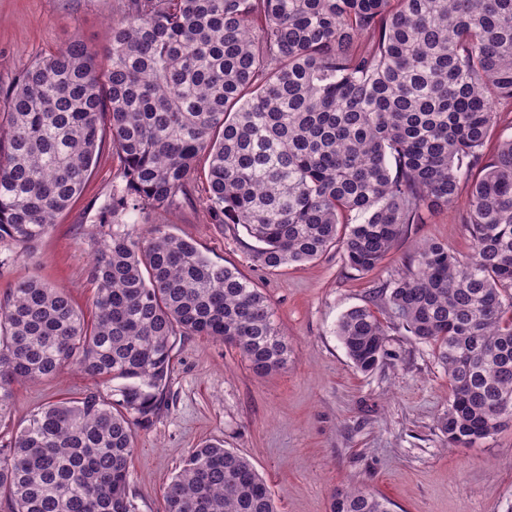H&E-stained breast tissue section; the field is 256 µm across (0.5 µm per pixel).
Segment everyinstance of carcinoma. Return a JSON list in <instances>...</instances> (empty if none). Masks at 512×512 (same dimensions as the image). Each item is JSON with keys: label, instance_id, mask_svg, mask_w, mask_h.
I'll list each match as a JSON object with an SVG mask.
<instances>
[{"label": "carcinoma", "instance_id": "1", "mask_svg": "<svg viewBox=\"0 0 512 512\" xmlns=\"http://www.w3.org/2000/svg\"><path fill=\"white\" fill-rule=\"evenodd\" d=\"M106 43L104 65L75 36L0 88V243L45 237L107 138L125 182L100 217L112 229L89 269L92 319L34 278L0 301V423L17 383L66 368L94 381L0 441L9 512H137L136 429L167 403L177 337L233 346L260 376L287 364L267 296L238 268L164 224L121 228L189 198L202 157L211 223L242 226L265 269L338 245L368 272L467 186L470 251L421 245L371 302L435 347L448 447L512 426V137L496 135L512 101V0H127ZM336 334L361 373L387 356L368 304ZM163 499L164 512H277L221 443L192 449ZM330 512L390 509L352 486Z\"/></svg>", "mask_w": 512, "mask_h": 512}]
</instances>
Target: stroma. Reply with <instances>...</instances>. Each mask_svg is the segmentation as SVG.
<instances>
[{
  "mask_svg": "<svg viewBox=\"0 0 512 512\" xmlns=\"http://www.w3.org/2000/svg\"><path fill=\"white\" fill-rule=\"evenodd\" d=\"M124 0H0V86L12 83L48 50L80 37L97 53ZM118 163L104 144L83 192L30 253L0 245V297L20 279L64 289L92 314L89 268L98 214L118 185ZM206 184L192 183V202L141 215L130 232L151 225L193 240L214 261L238 267L271 302L291 353L285 369L256 376L231 346L183 336L173 352L169 406L138 430L129 493L138 512H163V492L188 452L206 440L247 457L266 479L280 512H329L332 495L350 486L386 498L391 512H512V426L467 448H452L441 429L448 377L432 346L389 326L383 366L354 370L335 334L349 308L367 304L373 288L401 269L427 241L469 251L465 200L408 225L375 269L345 265L340 248L277 271L255 266L243 228L208 220ZM92 382L74 369L15 386L12 424L41 404L79 396Z\"/></svg>",
  "mask_w": 512,
  "mask_h": 512,
  "instance_id": "1",
  "label": "stroma"
}]
</instances>
